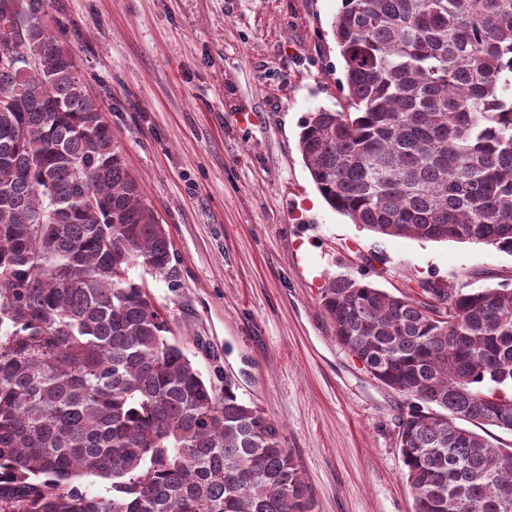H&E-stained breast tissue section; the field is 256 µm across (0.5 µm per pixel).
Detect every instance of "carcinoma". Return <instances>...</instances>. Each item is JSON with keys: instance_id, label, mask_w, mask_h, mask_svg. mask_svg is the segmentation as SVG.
I'll use <instances>...</instances> for the list:
<instances>
[{"instance_id": "obj_1", "label": "carcinoma", "mask_w": 512, "mask_h": 512, "mask_svg": "<svg viewBox=\"0 0 512 512\" xmlns=\"http://www.w3.org/2000/svg\"><path fill=\"white\" fill-rule=\"evenodd\" d=\"M340 2L346 104L298 140L323 198L381 237L512 253V0ZM46 7L0 0V512H315L278 427L133 277L174 278L171 240ZM434 282L340 276L319 303L405 398L413 512H512V446L476 432L512 433V288Z\"/></svg>"}]
</instances>
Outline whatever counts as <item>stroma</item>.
Wrapping results in <instances>:
<instances>
[{
	"label": "stroma",
	"instance_id": "35a3bbf8",
	"mask_svg": "<svg viewBox=\"0 0 512 512\" xmlns=\"http://www.w3.org/2000/svg\"><path fill=\"white\" fill-rule=\"evenodd\" d=\"M53 35L107 107L172 242L175 281L133 271L204 378L229 375L279 426L316 512H412L404 398L337 343L319 304L347 275L400 295L434 275L512 281V253L377 238L330 208L298 150L338 109L339 0H48ZM253 112L256 123L234 116Z\"/></svg>",
	"mask_w": 512,
	"mask_h": 512
}]
</instances>
